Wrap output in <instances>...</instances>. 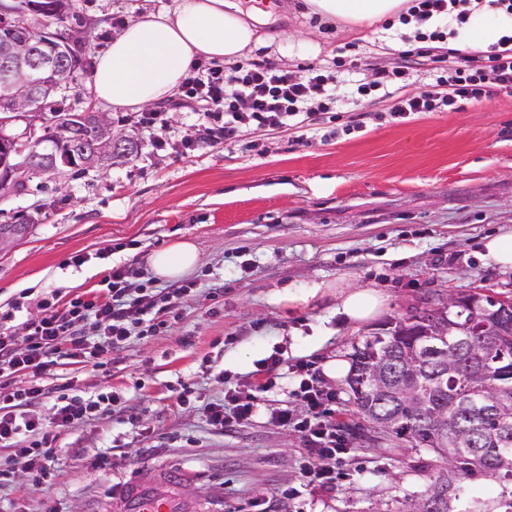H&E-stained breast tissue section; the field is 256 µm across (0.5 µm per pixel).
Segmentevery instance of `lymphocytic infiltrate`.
I'll return each instance as SVG.
<instances>
[{
	"label": "lymphocytic infiltrate",
	"instance_id": "obj_1",
	"mask_svg": "<svg viewBox=\"0 0 512 512\" xmlns=\"http://www.w3.org/2000/svg\"><path fill=\"white\" fill-rule=\"evenodd\" d=\"M408 2L399 21L415 25L414 39L422 55L427 54L428 44L443 43L454 36L456 27L467 24L474 9L472 0ZM406 74L402 66L380 69L367 80L355 77L348 69L315 65L299 79L267 64L231 66L201 60L191 67L182 92L184 98L198 105L194 113L196 127L204 129L210 123H220L225 141L235 140L242 129L250 127H291L301 136H308L315 131L314 111L332 110L340 84L346 96L356 100L378 93L391 99V118L402 120L420 112L457 110L462 104L481 102L494 92L512 91V33L503 34L482 54L459 59L438 76L430 89L402 93L399 83ZM142 275V270L134 266L115 265L104 278V293L91 298L79 295L62 304L44 301L39 315L25 325L24 347H17L13 337L0 335V445L24 440L20 462L35 477L49 472L61 430L90 419L100 410H112L117 404L116 398L105 392L89 397L52 395L38 384V377L63 359L99 367L101 356L123 348L136 327L162 324L169 307L186 301L195 287L191 280L172 285L157 305L140 297L137 281ZM281 364L276 355L258 361L247 396L228 391L222 401L206 406L210 425L222 429L252 421L262 393L269 388L265 375L277 371ZM23 370L32 373L35 384L11 388L13 375ZM291 372L300 379L299 395L306 414L299 418L285 408L272 412L270 420L302 434L311 460L303 468L305 483L327 492L335 487L337 465L349 452L343 430L329 409L336 393L312 374L309 364H296Z\"/></svg>",
	"mask_w": 512,
	"mask_h": 512
}]
</instances>
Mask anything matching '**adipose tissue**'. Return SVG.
<instances>
[{"instance_id": "adipose-tissue-1", "label": "adipose tissue", "mask_w": 512, "mask_h": 512, "mask_svg": "<svg viewBox=\"0 0 512 512\" xmlns=\"http://www.w3.org/2000/svg\"><path fill=\"white\" fill-rule=\"evenodd\" d=\"M312 12L352 24H373L396 14L403 0H306ZM260 38L235 0H173L161 15L129 24L96 58L92 87L96 98L115 109L154 103L168 96L197 58L233 61ZM187 241L154 252L153 275L176 279L198 263Z\"/></svg>"}]
</instances>
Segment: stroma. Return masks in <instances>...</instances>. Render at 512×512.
<instances>
[{
  "instance_id": "1",
  "label": "stroma",
  "mask_w": 512,
  "mask_h": 512,
  "mask_svg": "<svg viewBox=\"0 0 512 512\" xmlns=\"http://www.w3.org/2000/svg\"><path fill=\"white\" fill-rule=\"evenodd\" d=\"M90 46L69 88L51 109L108 115L115 131L142 145L105 172L32 178L24 193L0 199V224L29 220L21 240L0 246V313L19 305L0 333L24 341V323L41 299L73 298L103 286L115 264H148L178 241L199 252L188 272L193 296L172 308L159 331L131 337L103 356L98 370L60 365L42 383L71 395L110 389L120 409L60 433L47 477L19 471L14 449H0V512H106L121 488L175 479L182 498L207 512H240L264 497L274 512H404L434 472L431 451L375 432L357 415L345 377L336 420L351 453L333 491L304 489L299 433L269 423L271 411L300 408L291 376H273L250 424L219 431L204 414L226 391L244 390L256 361L349 360L354 346L383 324L410 314L426 298L481 293L512 299V271L484 257L487 238L512 230V91L460 110L398 121L389 101L338 104L320 119V137L293 130H244L235 142L183 154L193 134L194 103L168 109V141L153 148L136 113L118 121L91 86L95 59L131 22L164 11L172 0H73ZM257 12L265 45L247 62L270 63L296 76L343 61L361 77L393 66L410 27L346 25L309 13L305 0H278ZM361 130H349L353 119ZM112 254H105V247ZM82 265H74L75 255ZM370 288L381 312L364 322L338 313L344 292ZM297 488L284 496L286 488Z\"/></svg>"
}]
</instances>
